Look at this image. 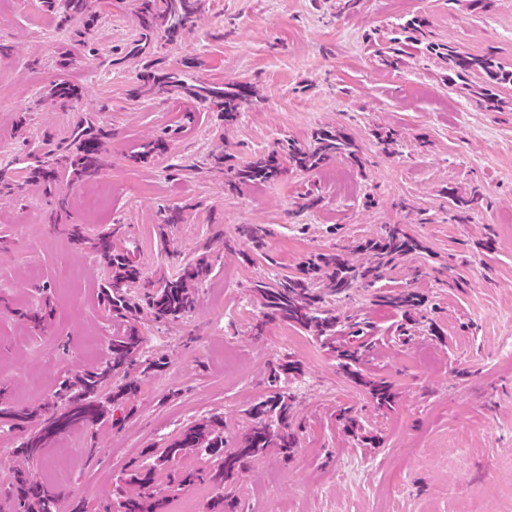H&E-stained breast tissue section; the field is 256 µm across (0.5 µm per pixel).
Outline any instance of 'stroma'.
Instances as JSON below:
<instances>
[{
	"label": "stroma",
	"instance_id": "stroma-1",
	"mask_svg": "<svg viewBox=\"0 0 512 512\" xmlns=\"http://www.w3.org/2000/svg\"><path fill=\"white\" fill-rule=\"evenodd\" d=\"M492 2L484 10L464 0H359L344 12L341 0H207L192 32L125 59L136 26L130 0H91L101 15L98 57L64 69L59 54L75 48L73 30L57 29L40 0H0V179L23 181L31 152L61 154L80 118L113 131L97 182L67 186V212L35 187L0 195V395L36 407L78 365L107 353L100 267L90 246L70 239V225L92 238L121 224L116 244L148 278L203 256L212 264L182 319L141 321L144 354L164 365L139 377L133 415L49 441L33 466L41 479L103 512L104 491L185 427L218 415L225 436L237 437L288 356L301 371L280 386L292 396L299 444L286 459L269 449L235 475L244 512H512V89L498 90V108L486 110L468 85H450L447 61L425 49L432 41L489 53L511 70L512 0ZM417 17L423 42L405 44L401 67L382 66L377 49ZM148 62L187 68L196 82L249 85L252 103L227 125L188 98L130 99ZM60 81L80 89L77 110L46 100ZM326 127L355 138L362 166L338 160L244 194L225 189L226 169L287 139L309 144ZM387 130L398 140L391 153L378 140ZM165 133L164 157L129 161L139 143ZM212 153L224 154L223 168H202ZM102 187L106 206L87 211L81 197ZM310 188L323 202L300 209ZM452 189L481 197L467 222L454 217ZM168 207L182 210V223L162 224ZM388 224L403 225L420 251L374 287L324 297L339 339L349 324H366L373 350L364 373L395 392L382 409L305 330L276 321L255 332L263 308L254 285L297 272L311 254L352 249ZM245 225L263 229L260 249L242 237ZM398 288L424 297V319L409 323L375 305V293ZM47 304L44 325L19 315ZM34 375L44 384L36 395ZM345 408L364 441L346 432ZM24 438L0 427V512Z\"/></svg>",
	"mask_w": 512,
	"mask_h": 512
}]
</instances>
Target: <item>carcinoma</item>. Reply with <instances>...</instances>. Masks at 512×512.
<instances>
[{"mask_svg": "<svg viewBox=\"0 0 512 512\" xmlns=\"http://www.w3.org/2000/svg\"><path fill=\"white\" fill-rule=\"evenodd\" d=\"M204 3L205 0H133L136 34L127 44L125 56L137 58L149 53L162 40H177L184 31L197 25ZM43 5L55 16L59 28L76 26L81 41L88 42L99 21V16L90 9L89 0H43ZM426 50L448 59V82L452 84L465 83L472 76L482 77L485 88L479 95L489 108L496 101L494 90L512 85V71L499 67L490 56L460 53L436 43L427 44ZM128 96L132 99L152 97L164 100L188 96L219 113L224 123L231 125L249 104L251 93L243 84H191L184 70L175 68L159 73L148 68L128 90ZM47 97L62 108L73 109L78 106L81 94L75 85L61 81L49 89ZM110 136V131L94 125L92 120L80 119L71 131L66 154L59 158H34L29 167L30 182L43 187L49 195L59 196L60 206L68 208L67 198L62 195L59 184L60 168L68 170L72 184L96 180L105 167L104 147ZM167 149L168 139L159 137L141 145L130 159L142 162L153 155L164 154ZM338 158L359 163V146L340 129L321 128L308 145L286 141L279 149L232 169L225 185L231 191H242L275 181L292 170L303 173L318 171ZM448 198L456 207L457 218L461 222L479 201L477 196L464 198L454 190L448 192ZM118 232L119 228L110 224L92 242L104 271L101 289L104 311L108 319L125 325V330L112 337L107 359L65 378L42 411L0 407V418L10 421L13 427H23L38 417L42 418L40 427L16 448V454L27 461H40L42 449L55 429L69 432L96 426L104 420L109 407L132 414L133 408L129 404L138 393V385L131 379V374H150L163 365L160 358H140L143 345L138 328L140 316L146 310L156 322L179 320L193 309L195 291L210 273L211 264L203 256L182 265L174 277L162 274L155 279H146L135 258L117 247L115 238ZM419 249L418 242L400 225L388 224L380 236L354 247V251L363 255L359 262L340 252L319 253L308 258L298 273L281 275L270 282L260 281L255 284V290L266 309L265 317L293 323L310 332L332 353L344 374L366 387L376 403L384 407L393 399L392 384L383 378L370 379L362 373L361 366L372 345L357 341L363 332L361 323L349 325L353 340L337 343L338 319L321 309L322 295L318 285H323L334 295L346 294L353 288L370 287L380 281L397 261ZM376 301L411 320L423 306L424 298L403 289L380 292ZM299 372L300 366L296 361L284 359L271 372V382L275 384L281 377L294 376ZM248 413L252 424L231 449L226 448L224 422L217 417L185 428L163 448L149 449L153 463L131 466L123 500L118 502L120 512H166L169 492L175 487L204 477L222 488L226 481L246 470L249 463L268 449L277 448L288 456L297 447L296 435L290 431L293 421L290 395L275 390L253 404ZM197 450H203L213 458L214 467L207 475L185 468L169 474L165 488L158 486L159 472L171 460L184 458ZM7 508L9 512H84L78 504H63L60 492L25 471L17 475Z\"/></svg>", "mask_w": 512, "mask_h": 512, "instance_id": "carcinoma-1", "label": "carcinoma"}]
</instances>
